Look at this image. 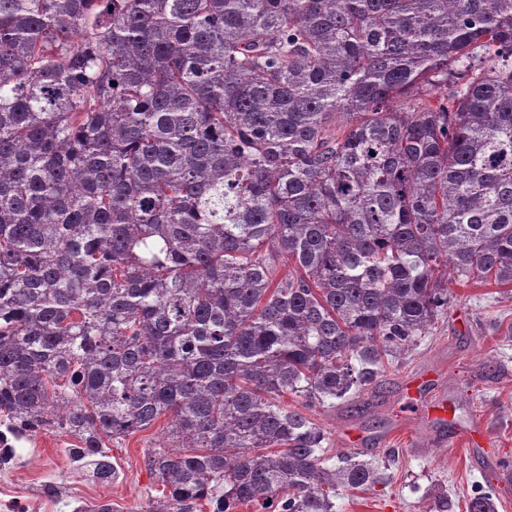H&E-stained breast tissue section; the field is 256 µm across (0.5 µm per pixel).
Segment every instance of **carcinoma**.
Instances as JSON below:
<instances>
[{"instance_id":"obj_1","label":"carcinoma","mask_w":512,"mask_h":512,"mask_svg":"<svg viewBox=\"0 0 512 512\" xmlns=\"http://www.w3.org/2000/svg\"><path fill=\"white\" fill-rule=\"evenodd\" d=\"M470 282L512 287V0H0V416L101 479L169 417L144 512L386 484L302 409Z\"/></svg>"}]
</instances>
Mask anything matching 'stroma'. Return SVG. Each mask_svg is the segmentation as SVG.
Returning <instances> with one entry per match:
<instances>
[{
    "label": "stroma",
    "mask_w": 512,
    "mask_h": 512,
    "mask_svg": "<svg viewBox=\"0 0 512 512\" xmlns=\"http://www.w3.org/2000/svg\"><path fill=\"white\" fill-rule=\"evenodd\" d=\"M446 315L435 323L417 349L387 368L359 403L306 409V416L325 432L329 455L356 451L384 457L399 452V464L388 485L376 492L345 491L336 512H432L431 490L447 493L451 512H466L476 493L493 494L495 512H512V492L499 490L493 460L512 459V290L497 286H453ZM424 377L421 398L446 404L448 417L431 425L417 421L405 384ZM480 419L495 440L452 448L472 419ZM167 418L112 442V479L88 478L76 494L81 499L112 504L113 512H144L160 497L145 466L149 449L162 443ZM74 441L63 433L41 429L22 443L19 453L25 476L38 480L42 471L56 470L50 495H61L72 471L88 466L73 451Z\"/></svg>",
    "instance_id": "35a3bbf8"
}]
</instances>
